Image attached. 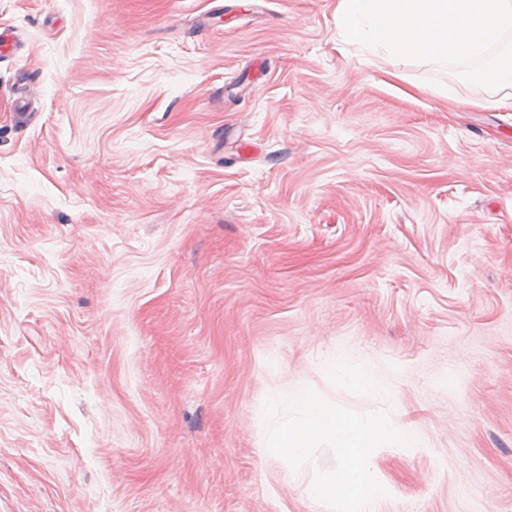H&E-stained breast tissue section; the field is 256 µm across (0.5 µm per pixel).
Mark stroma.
<instances>
[{"mask_svg":"<svg viewBox=\"0 0 512 512\" xmlns=\"http://www.w3.org/2000/svg\"><path fill=\"white\" fill-rule=\"evenodd\" d=\"M336 3L0 0V512H332L306 386L416 434L379 512H512V110ZM324 369L333 377L342 381L346 386L368 393H387L370 371L352 361L349 357H331L324 363Z\"/></svg>","mask_w":512,"mask_h":512,"instance_id":"stroma-1","label":"stroma"}]
</instances>
